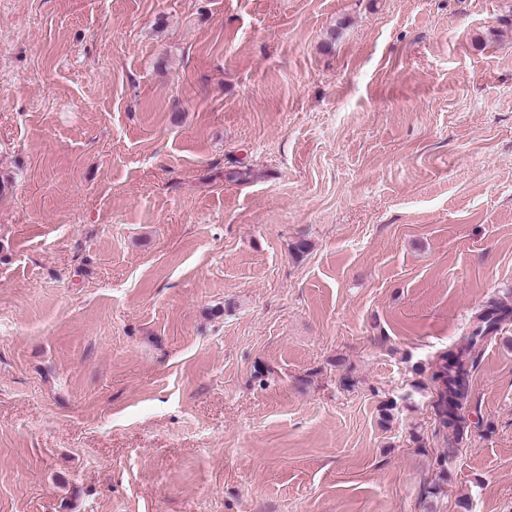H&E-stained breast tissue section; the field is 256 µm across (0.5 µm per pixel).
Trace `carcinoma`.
Wrapping results in <instances>:
<instances>
[{
  "instance_id": "carcinoma-1",
  "label": "carcinoma",
  "mask_w": 512,
  "mask_h": 512,
  "mask_svg": "<svg viewBox=\"0 0 512 512\" xmlns=\"http://www.w3.org/2000/svg\"><path fill=\"white\" fill-rule=\"evenodd\" d=\"M512 316V308L492 301L475 315V322L466 345L449 349L437 356L429 368V381L433 387L431 403L438 431L445 432L448 453L436 457V480L425 489L424 495L432 499L444 493L448 482V463L454 457V445L462 442L470 432L465 415L470 402V377L478 366L475 347L497 333L499 325Z\"/></svg>"
}]
</instances>
